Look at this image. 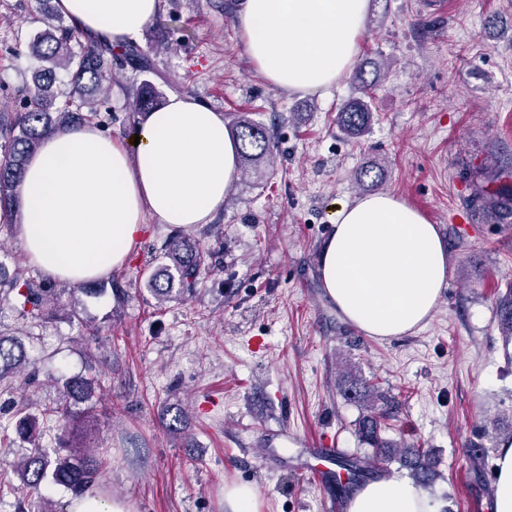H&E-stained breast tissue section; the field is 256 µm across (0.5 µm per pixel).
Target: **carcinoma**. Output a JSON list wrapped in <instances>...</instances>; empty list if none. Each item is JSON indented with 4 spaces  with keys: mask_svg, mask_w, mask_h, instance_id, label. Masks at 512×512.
<instances>
[{
    "mask_svg": "<svg viewBox=\"0 0 512 512\" xmlns=\"http://www.w3.org/2000/svg\"><path fill=\"white\" fill-rule=\"evenodd\" d=\"M31 47L32 83L24 88V104L19 110L9 105L0 106V213L11 211L16 184L20 181L28 157L37 150L41 141L51 133L100 117L97 98H109L112 92V55L109 44L92 40L82 32L63 24L36 32L28 41ZM121 59L142 73L152 71L150 51L135 44L123 45ZM63 69L67 79L61 80L57 70ZM368 72L361 65L353 73V82L360 96L345 103L337 112L336 122L347 135L358 138L369 128L372 120V89L377 77L367 78ZM162 93L148 79L137 90L132 111L152 112L158 108ZM232 128L240 141L239 158L246 167H271L276 159L277 146L266 129L255 122L247 112L233 115ZM478 208L488 217L512 216V196L497 193H481L477 197ZM164 258L169 260L165 273L153 275L145 287L159 301L173 295L190 297L197 291L198 281L205 270L209 252L200 241L186 236H173L166 246ZM0 291L13 296L20 311L32 318H42L44 308L62 302L65 291L58 288H42L20 270L10 273L0 265ZM499 320L502 329L512 335V297L499 304ZM28 354L20 340L0 334V382L11 379L24 370ZM63 403L42 412L43 421L58 423L66 431L75 420L69 412L70 401L86 402L95 394V380L86 377L68 378L63 383ZM369 387L358 380L347 382L342 395L354 401H363ZM19 436L37 427L38 417L27 412V405L17 409ZM390 413L373 405L366 408L358 420V438L372 451L355 457L338 456L336 466L349 474V480L357 482L372 474L378 465L392 459L399 460L410 470L413 479L423 487L429 486L435 477L434 461L429 453L415 446H398L384 439L381 432L386 428ZM20 486L0 479V493L4 489H19L41 504L38 512H56L45 507L48 502L42 494L46 483L69 486L77 493L94 485L102 470V462L92 455L57 453L50 455L40 449L28 453L15 464Z\"/></svg>",
    "mask_w": 512,
    "mask_h": 512,
    "instance_id": "1",
    "label": "carcinoma"
}]
</instances>
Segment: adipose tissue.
Here are the masks:
<instances>
[{"instance_id": "obj_1", "label": "adipose tissue", "mask_w": 512, "mask_h": 512, "mask_svg": "<svg viewBox=\"0 0 512 512\" xmlns=\"http://www.w3.org/2000/svg\"><path fill=\"white\" fill-rule=\"evenodd\" d=\"M161 0H55L68 24L113 46L137 37ZM369 0H242L238 30L261 76L285 92L325 93L353 72ZM137 146L92 123L48 135L28 159L12 214L30 265L77 286L121 268L147 219L208 223L238 174L222 113L175 95L137 124ZM444 238L417 209L380 192L337 204L318 275L337 313L380 338L425 326L448 279ZM346 512H440L412 480L353 490Z\"/></svg>"}]
</instances>
